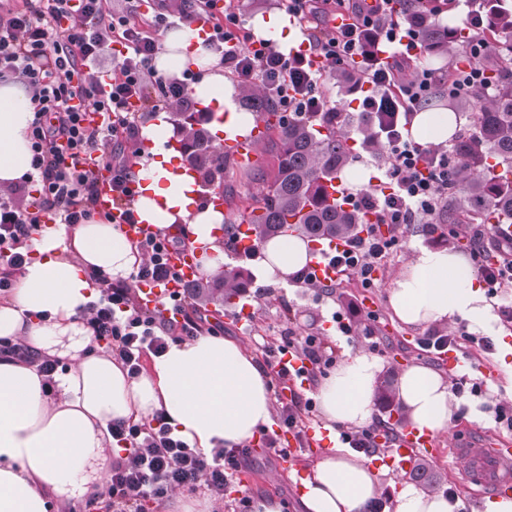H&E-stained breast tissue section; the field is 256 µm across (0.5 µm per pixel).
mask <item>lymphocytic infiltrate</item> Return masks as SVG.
I'll list each match as a JSON object with an SVG mask.
<instances>
[{
  "instance_id": "obj_1",
  "label": "lymphocytic infiltrate",
  "mask_w": 512,
  "mask_h": 512,
  "mask_svg": "<svg viewBox=\"0 0 512 512\" xmlns=\"http://www.w3.org/2000/svg\"><path fill=\"white\" fill-rule=\"evenodd\" d=\"M288 14L308 25L305 48L281 52L274 41L246 35L231 0H129L115 12L107 0H20L0 6V78L14 77L33 88L35 118L30 130L31 170L24 182L0 194V295L8 294L17 273L31 259L29 242L42 224H84L97 213L99 175L108 172L113 199L126 224L136 225V182L131 152L146 110L189 112L188 82L159 73L154 65L158 34L174 22L203 20L211 25L209 46L225 69L247 87H259L278 112H321L328 101L321 90L326 68L358 66L357 83L366 111L384 107L393 122L380 135L384 143L383 177L357 202L367 217L355 235L335 249L328 265L334 275L317 280L303 269L297 282L329 291L342 278L356 277L373 287L383 260L400 244V229L424 225L437 233L439 205L448 195L460 165L452 150L421 144L406 136L414 111L433 88L447 86L450 97L486 88L479 64L482 43H472L464 65H453L447 79L426 68L407 73L421 56L422 20L396 15L395 0H283ZM112 51L118 76L103 84L101 60ZM466 237L477 275L499 297L500 316L512 327V230L473 228ZM137 248L146 257L128 280L95 275L99 296L89 303L86 325L97 343L116 355L130 377H138L145 355H161L169 343L201 334H219L206 325L187 301V291L171 258L175 243L166 235L142 231ZM498 256L488 259V247ZM172 285L165 309L141 299L142 286ZM279 403L278 428L262 432L264 447L282 461L293 457L284 435L303 441L304 419L315 409L313 398L288 386L291 360L306 382L336 361L325 337L288 333L266 351ZM109 430L123 454L113 461L106 500L110 512H146L163 504L176 488L205 490L214 499L231 496L235 476L252 456L250 446L216 448L203 453L176 437L163 416L147 422L119 419ZM233 496V495H232Z\"/></svg>"
}]
</instances>
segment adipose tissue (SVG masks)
<instances>
[{"label": "adipose tissue", "instance_id": "ef3b65f1", "mask_svg": "<svg viewBox=\"0 0 512 512\" xmlns=\"http://www.w3.org/2000/svg\"><path fill=\"white\" fill-rule=\"evenodd\" d=\"M220 56L197 31H168L156 58L159 73L191 70L190 94L213 105L217 136L248 135L254 118L235 104L236 89L224 79ZM32 91L21 82H0V188L20 182L30 170L29 127L34 119ZM461 124L453 112L415 113L414 141L444 145ZM147 147L135 171L145 190L135 202L141 224L152 231L189 225L200 248L201 271L218 270L215 228L223 210L202 206L191 197L194 182L165 150L164 116L146 125ZM31 261L0 299V338L25 345L34 361L0 354V512H72L93 491L103 490L116 447L108 430L115 419L135 421L162 414L174 431L202 452L249 443L274 422L270 382L256 357L239 341L201 335L170 344L136 378L122 362L99 349L81 309L95 300L93 276L102 272L123 281L141 261L136 245L118 225L104 221L67 229L48 224L34 235ZM263 275L282 281L313 261L306 241L297 236L265 243ZM394 316L410 326L448 325L468 319L475 328L495 319L471 264L448 249L413 250L388 290ZM65 363L46 387L36 359ZM382 363L361 351H349L317 388L325 429L359 427L374 415ZM409 428L437 435L447 432L459 399L446 376L408 363L397 383ZM379 472L364 455L336 446L320 452L305 469L300 501L305 512H364L380 492ZM394 512H459L460 502L444 493L410 483L395 492Z\"/></svg>", "mask_w": 512, "mask_h": 512}]
</instances>
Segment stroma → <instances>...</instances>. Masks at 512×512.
Masks as SVG:
<instances>
[{
	"mask_svg": "<svg viewBox=\"0 0 512 512\" xmlns=\"http://www.w3.org/2000/svg\"><path fill=\"white\" fill-rule=\"evenodd\" d=\"M260 186L257 174L247 173L245 167L238 165L236 158H228L224 167L225 211L243 206L247 197L257 193ZM415 246L446 247L454 251L459 248L454 241L439 240L428 235L422 225H412L406 233L402 249L385 260L375 287L363 288L353 278L344 282L333 295L289 281H268L261 275L266 260L263 251L228 247L224 250L225 261L244 266L252 284L236 298L233 307L219 309L210 305L202 308L201 313L210 322L222 324L225 337L245 343L259 359L264 356V344L273 342L287 331L292 330L303 336L318 330L327 334L330 344L340 353L348 348H374L376 357L384 366L383 378L397 379L405 363L412 360L438 370L442 367L440 360L426 353L420 345L421 340L429 335V328L402 324L393 315L388 303L389 279L403 269ZM347 299L362 305L363 314L356 317V324L365 322L364 313L370 311L375 314V321L370 323L374 340H367L360 333L344 336L337 331L334 316L342 310L343 302ZM245 308L250 309L251 317L243 321L239 313ZM483 333L492 337L495 343L492 352L468 348L458 354L462 363L460 375L480 380L481 395L462 393L460 406L452 416L450 432L438 436L435 454L420 453L412 459L409 468L388 469L389 482L383 485L379 495L385 505L384 512H394L392 482L408 480L410 469L419 467L426 468L433 490L453 492L462 503L461 512H483L486 498L481 487L473 483L458 485L455 465L448 459V437L452 434L479 443H488L497 438L512 441V429L495 424L491 411L493 404L508 400L503 367L512 365V353H505L504 348L512 346V330L497 320L484 327ZM253 455L251 465L237 475L242 494L273 497L281 502L283 512H303L296 473L315 458L314 447H307L290 461L282 462L270 457L266 448L257 442L253 445Z\"/></svg>",
	"mask_w": 512,
	"mask_h": 512,
	"instance_id": "35a3bbf8",
	"label": "stroma"
}]
</instances>
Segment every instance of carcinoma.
Listing matches in <instances>:
<instances>
[{"label":"carcinoma","mask_w":512,"mask_h":512,"mask_svg":"<svg viewBox=\"0 0 512 512\" xmlns=\"http://www.w3.org/2000/svg\"><path fill=\"white\" fill-rule=\"evenodd\" d=\"M483 6L481 26L470 25L466 17L461 24L487 44L479 63L489 73L493 95L477 91L460 99L461 107L472 111L473 134L461 137L453 147L461 167L443 208L448 224L512 222V3L483 0ZM455 30L451 16L445 28L430 20L422 30L426 54L443 59L463 52L466 43ZM246 107L265 123V142L274 158L262 192L252 196V203L238 214L240 221L252 224L254 242L261 245L285 236L288 230L309 242L354 234L364 214L330 197L327 187L349 164L350 134H359V143L377 148L372 135L378 127L389 126L387 116L377 111L291 112L284 120L269 111L260 96L251 98ZM172 121L191 132L183 142L184 154L203 182L221 183L224 152L204 128L210 122L209 113L174 112ZM491 159L495 163H489ZM250 286L243 267L222 262L216 275L198 283L195 297L222 307Z\"/></svg>","instance_id":"obj_1"}]
</instances>
